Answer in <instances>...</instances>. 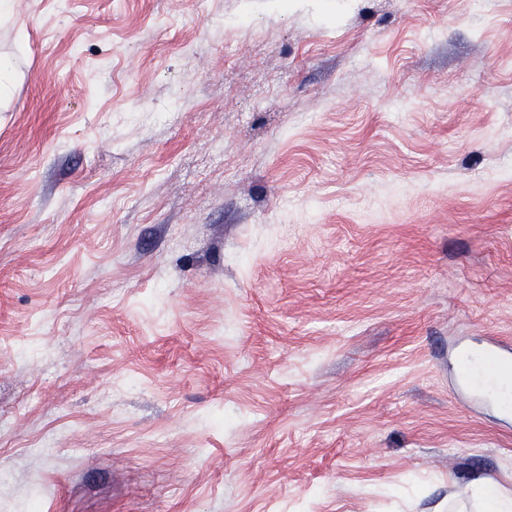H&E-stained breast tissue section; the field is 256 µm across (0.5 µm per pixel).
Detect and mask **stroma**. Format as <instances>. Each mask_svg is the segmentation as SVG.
I'll use <instances>...</instances> for the list:
<instances>
[{
  "instance_id": "35a3bbf8",
  "label": "stroma",
  "mask_w": 512,
  "mask_h": 512,
  "mask_svg": "<svg viewBox=\"0 0 512 512\" xmlns=\"http://www.w3.org/2000/svg\"><path fill=\"white\" fill-rule=\"evenodd\" d=\"M0 512H477L512 419V0H14ZM510 350L512 351L511 341L494 339L479 367H476L468 357H462L460 359V380L473 385H483L488 377L493 376L487 371V361L491 358L507 361L508 354L506 352L510 353Z\"/></svg>"
}]
</instances>
